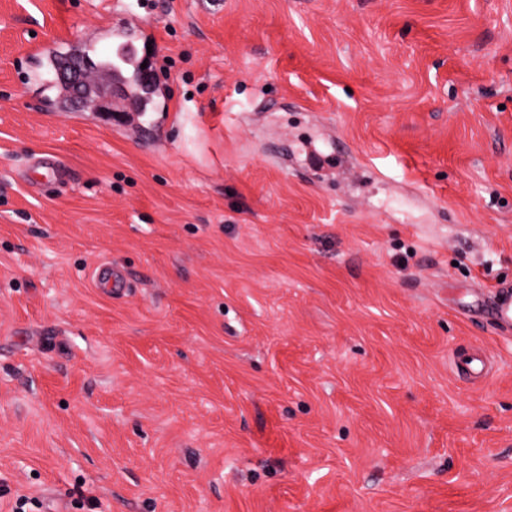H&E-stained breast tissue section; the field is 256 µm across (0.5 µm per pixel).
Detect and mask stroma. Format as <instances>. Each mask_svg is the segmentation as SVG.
Masks as SVG:
<instances>
[{
    "label": "stroma",
    "mask_w": 512,
    "mask_h": 512,
    "mask_svg": "<svg viewBox=\"0 0 512 512\" xmlns=\"http://www.w3.org/2000/svg\"><path fill=\"white\" fill-rule=\"evenodd\" d=\"M504 280L512 0H0V512H512ZM86 70L87 66L80 58L71 60L64 67H56L54 69L55 76L50 79V81L60 85H48V88H57L59 90L58 95L54 99V104L60 112H67L72 108L71 101L73 92L65 86L74 90L78 97L81 85L84 83V74ZM60 94H62L61 98L59 97ZM34 158L30 164V180L46 187L57 185L63 177V170L53 155ZM93 284L95 288H109L111 292L119 295L129 288V279L122 269L109 264L94 270ZM491 321L500 328L512 327V283H498L486 309Z\"/></svg>",
    "instance_id": "1"
}]
</instances>
